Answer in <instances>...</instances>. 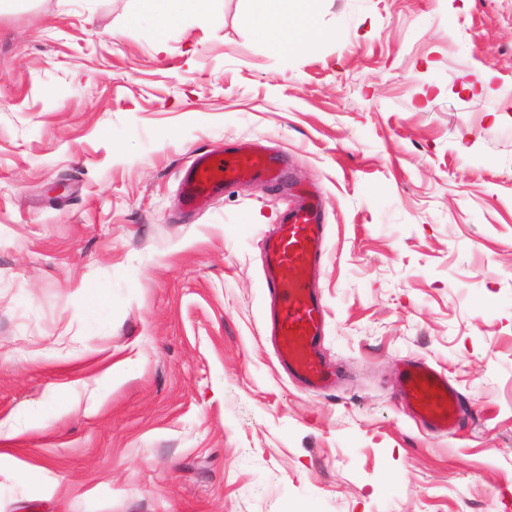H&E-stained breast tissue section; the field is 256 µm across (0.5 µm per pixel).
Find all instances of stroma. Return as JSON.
Returning a JSON list of instances; mask_svg holds the SVG:
<instances>
[{
    "label": "stroma",
    "instance_id": "1",
    "mask_svg": "<svg viewBox=\"0 0 512 512\" xmlns=\"http://www.w3.org/2000/svg\"><path fill=\"white\" fill-rule=\"evenodd\" d=\"M208 7L0 6V512H512V0H314L339 35L290 52ZM252 141L321 195L324 389L264 334L282 184L182 205ZM149 2L151 13L157 21L165 20L181 10L192 11L196 15L199 24L207 25L212 21V16L200 5H197L199 2H206V0H149ZM399 394L424 427L448 430L457 425L458 392L448 384L447 377L422 359L405 364Z\"/></svg>",
    "mask_w": 512,
    "mask_h": 512
}]
</instances>
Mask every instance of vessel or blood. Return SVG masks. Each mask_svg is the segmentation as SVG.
I'll list each match as a JSON object with an SVG mask.
<instances>
[{
  "label": "vessel or blood",
  "instance_id": "vessel-or-blood-1",
  "mask_svg": "<svg viewBox=\"0 0 512 512\" xmlns=\"http://www.w3.org/2000/svg\"><path fill=\"white\" fill-rule=\"evenodd\" d=\"M271 173L268 158L258 150L236 151L224 157L200 154L183 177L185 202L197 206L224 186L247 179L263 180ZM323 233L318 201L301 196L283 214L277 237L266 245L271 334L279 362L314 388L327 386L332 378L320 353L326 309L309 286V271L321 259ZM399 394L424 427L446 430L457 425L458 393L447 377L425 361L405 364Z\"/></svg>",
  "mask_w": 512,
  "mask_h": 512
}]
</instances>
